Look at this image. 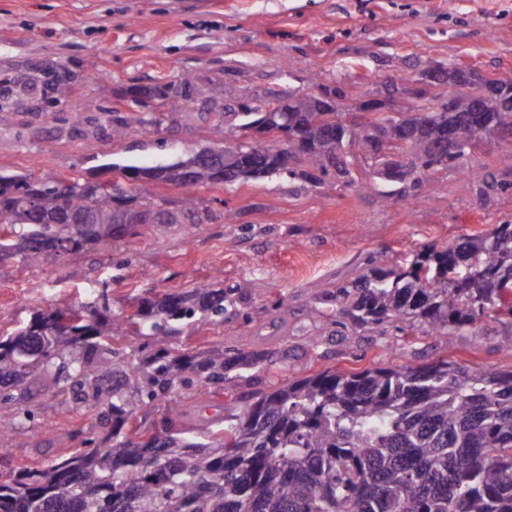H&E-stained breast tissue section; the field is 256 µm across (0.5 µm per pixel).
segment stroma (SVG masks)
I'll return each mask as SVG.
<instances>
[{
    "mask_svg": "<svg viewBox=\"0 0 512 512\" xmlns=\"http://www.w3.org/2000/svg\"><path fill=\"white\" fill-rule=\"evenodd\" d=\"M461 57L488 71L512 74V0H0V175L106 177L107 163L155 167L223 144L225 132L204 115L212 82L228 101L259 105L274 94L304 91L313 78L339 83L345 108L367 78H405L432 63ZM71 79L58 98L56 75ZM191 75L189 112L146 134L111 139L119 99L135 88L176 83ZM512 139L485 140L473 162L501 190L483 207L477 182L456 169L422 192L386 201L330 177L275 175L193 188L212 215L203 227L161 224L90 251L50 255L29 266L0 259V336L28 324L37 310L100 305L108 295L114 346L150 352L140 309L208 280L237 287L236 304L220 320L196 321L170 338L196 354L213 347L262 352L234 393L208 386L185 402L203 419L232 400L246 401L294 378L324 370L419 365L449 357L472 371H510L512 326L482 318L444 342L388 329L355 331L314 311L316 284L345 280L372 252L402 265L426 246L512 220V168L502 155ZM286 322H278V305ZM34 423L0 450V479L20 467L42 468L84 447L94 412L74 407L57 390H36Z\"/></svg>",
    "mask_w": 512,
    "mask_h": 512,
    "instance_id": "stroma-1",
    "label": "stroma"
}]
</instances>
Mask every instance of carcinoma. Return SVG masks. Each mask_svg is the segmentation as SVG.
Here are the masks:
<instances>
[{
    "mask_svg": "<svg viewBox=\"0 0 512 512\" xmlns=\"http://www.w3.org/2000/svg\"><path fill=\"white\" fill-rule=\"evenodd\" d=\"M180 84L155 87L159 98L181 107ZM447 110L407 117L388 135L387 148L407 154L418 178L378 155L358 123L342 120L305 92L285 90L286 112H221L213 122L240 120L243 131L270 134L256 159L238 139L219 147L224 170L194 172V186H215L288 173L297 166L352 186L346 168L332 173L326 159L336 144L357 151L367 164L397 170L387 180L360 185L386 198L425 186L424 172L456 168L481 182L479 196L495 204L497 182L479 172L466 151L448 150L470 108L473 86L445 80ZM512 127V107L494 105L466 128L470 141ZM196 154L158 168L111 164L130 181L125 194L99 191L75 178L64 191L56 177L0 175V257L19 254L37 265L50 254L81 252L115 237L107 219L132 204L151 211L165 201L155 184L185 187L182 165ZM196 197L178 212H161V224L201 226ZM512 288V221L466 234L451 245L428 246L407 267L381 254L369 256L352 279L313 288L339 325L384 334L390 326L448 341L483 317L512 319L504 292ZM237 289L211 282L158 301L143 326L155 351L128 362L112 348V324L81 308L37 313L26 326L0 336V448L34 419L22 405L32 388L57 387L96 413L106 445L89 447L41 469L21 470L0 482V512H512V370L474 373L440 358L420 366L398 364L355 371H322L261 392L244 405L203 421L185 420L178 397L188 375L198 390L221 383L232 392L233 367L260 362L252 353L228 358L224 349L190 355L169 347L181 324L197 317L224 318ZM164 401L163 421L178 427L161 437L133 426L143 396Z\"/></svg>",
    "mask_w": 512,
    "mask_h": 512,
    "instance_id": "cac0c4a2",
    "label": "carcinoma"
}]
</instances>
